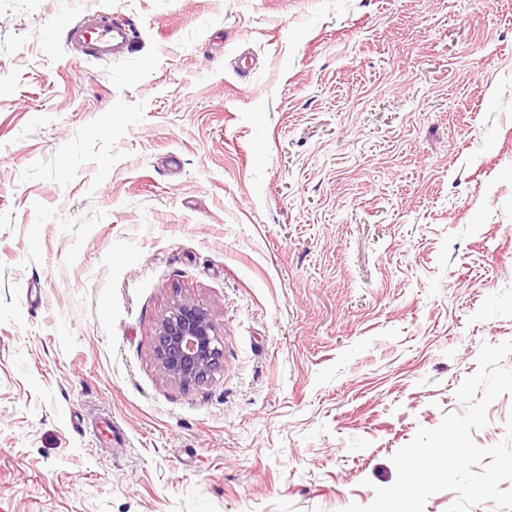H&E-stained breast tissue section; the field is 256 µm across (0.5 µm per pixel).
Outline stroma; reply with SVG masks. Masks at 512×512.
<instances>
[{
    "mask_svg": "<svg viewBox=\"0 0 512 512\" xmlns=\"http://www.w3.org/2000/svg\"><path fill=\"white\" fill-rule=\"evenodd\" d=\"M510 339L512 0H0V512L369 504ZM132 36L130 24L104 12L84 16L70 33V39L81 44L88 57L97 60L112 59L122 53ZM155 352L165 374L184 385L207 381L223 360V344L210 314L190 301L177 302L162 318Z\"/></svg>",
    "mask_w": 512,
    "mask_h": 512,
    "instance_id": "obj_1",
    "label": "stroma"
}]
</instances>
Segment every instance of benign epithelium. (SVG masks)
<instances>
[{"label":"benign epithelium","mask_w":512,"mask_h":512,"mask_svg":"<svg viewBox=\"0 0 512 512\" xmlns=\"http://www.w3.org/2000/svg\"><path fill=\"white\" fill-rule=\"evenodd\" d=\"M155 352L165 374L184 385L208 380L223 360V344L210 314L190 301L176 303L162 318Z\"/></svg>","instance_id":"obj_1"}]
</instances>
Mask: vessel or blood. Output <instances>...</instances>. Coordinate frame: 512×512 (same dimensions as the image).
Segmentation results:
<instances>
[{"instance_id": "1", "label": "vessel or blood", "mask_w": 512, "mask_h": 512, "mask_svg": "<svg viewBox=\"0 0 512 512\" xmlns=\"http://www.w3.org/2000/svg\"><path fill=\"white\" fill-rule=\"evenodd\" d=\"M132 36L133 30L129 24L104 12L84 16L70 33L71 40L81 44L88 57L97 60L122 53Z\"/></svg>"}]
</instances>
